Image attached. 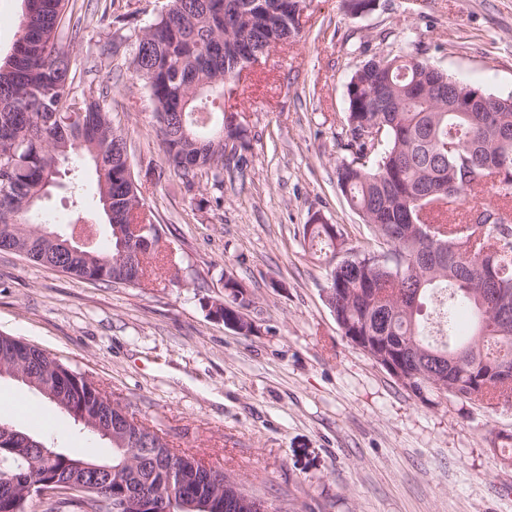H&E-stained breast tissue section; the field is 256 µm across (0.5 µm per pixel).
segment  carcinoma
<instances>
[{"label":"carcinoma","instance_id":"carcinoma-1","mask_svg":"<svg viewBox=\"0 0 512 512\" xmlns=\"http://www.w3.org/2000/svg\"><path fill=\"white\" fill-rule=\"evenodd\" d=\"M274 0H169L167 15L144 29L131 61L160 125L166 163L191 185L204 173H224V137L239 153L249 150L245 128L226 130L224 77L240 71L224 54V34L247 31L263 50L271 41L298 35L300 19L270 13ZM69 0H27L34 20L23 27L11 57H0V250L56 268L88 282L140 286L163 260L155 216L141 202L123 138L112 127L108 92L94 87L93 68L71 70L62 45V18ZM407 38L376 53L347 83L345 150L336 164V187L360 215L375 248L347 249L353 267L332 265L336 322L355 343L369 336L397 348L409 364L411 393L423 403L443 393L488 407L512 403L493 364H512V321L485 307L481 282L496 276L512 284V96H486L485 112H450L448 94L474 87L448 77L413 49ZM386 85L396 107L378 112L368 101ZM378 123L377 145L359 131ZM453 141L459 153L439 156ZM90 166L94 185L83 170ZM69 192V223L60 233L41 222V207L58 175ZM495 197L467 209L469 197ZM125 208L112 224V201ZM128 224L153 229L152 248H141ZM431 225L433 238L417 228ZM91 227L90 245L71 252L69 234ZM304 239L336 255L343 234L327 222L304 225ZM434 304L430 325L419 316ZM470 312L472 328L458 327V309ZM23 373L56 381L68 366L43 350L0 334V357ZM69 405L59 410L77 421L87 412L97 427L81 429L109 442L106 460L72 454L43 437L21 433L0 446V512H26L30 501L47 500L45 512H138L142 493L178 484L180 468L193 455L173 451L148 432L126 407L108 401L90 381L71 383ZM182 498L211 499L210 512H260L257 499L232 495L206 471L180 487Z\"/></svg>","mask_w":512,"mask_h":512}]
</instances>
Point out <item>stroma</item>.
<instances>
[{"label":"stroma","mask_w":512,"mask_h":512,"mask_svg":"<svg viewBox=\"0 0 512 512\" xmlns=\"http://www.w3.org/2000/svg\"><path fill=\"white\" fill-rule=\"evenodd\" d=\"M167 5L75 0L86 28L65 43L73 68L97 61L111 90L166 272L143 288L82 282L0 251V332L59 357L275 512H512V449L495 445L512 435V405L416 399L343 336L324 297L328 264L303 240L317 215L347 246L368 238L335 176L354 70L410 35L450 77L512 94V0H377L359 17L342 0H307L298 37L227 101L251 139L243 166L225 169L222 185L202 176L189 187L165 163L148 93L129 71ZM228 274L247 289L250 334L208 314ZM33 401L57 447L108 456L106 440Z\"/></svg>","instance_id":"stroma-1"}]
</instances>
